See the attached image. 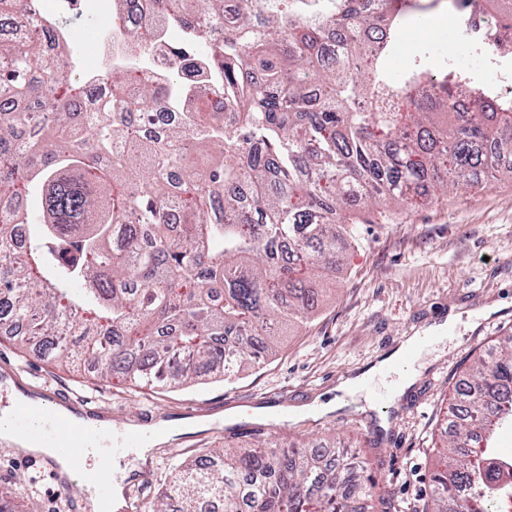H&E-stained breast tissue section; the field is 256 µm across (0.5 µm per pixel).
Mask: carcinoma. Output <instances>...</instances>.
Masks as SVG:
<instances>
[{
  "mask_svg": "<svg viewBox=\"0 0 512 512\" xmlns=\"http://www.w3.org/2000/svg\"><path fill=\"white\" fill-rule=\"evenodd\" d=\"M512 0H482L496 24ZM397 0H158L152 24L180 28L179 63L140 77L148 29L94 85L55 71L47 43L0 41V330L53 361L162 387L229 378L275 355L336 277L351 224L415 198L512 176V96L414 59L392 79ZM0 22L20 26L19 0ZM487 57L507 39L476 34ZM130 85L123 112H90L98 85ZM460 98L470 112L454 111ZM59 112H48L46 101ZM184 104V112H166ZM422 512H502L512 458L488 442L512 425V335L454 387ZM147 512H396L331 455L257 440L179 462Z\"/></svg>",
  "mask_w": 512,
  "mask_h": 512,
  "instance_id": "obj_1",
  "label": "carcinoma"
}]
</instances>
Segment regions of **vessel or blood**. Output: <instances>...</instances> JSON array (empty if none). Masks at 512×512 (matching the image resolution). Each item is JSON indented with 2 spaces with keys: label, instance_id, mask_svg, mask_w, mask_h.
<instances>
[{
  "label": "vessel or blood",
  "instance_id": "1",
  "mask_svg": "<svg viewBox=\"0 0 512 512\" xmlns=\"http://www.w3.org/2000/svg\"><path fill=\"white\" fill-rule=\"evenodd\" d=\"M39 406H31L22 400H15L7 420L13 430L20 434L35 435L49 447L55 448L56 456L43 454L21 455V463L34 470L58 477L57 456L70 458L78 466L77 477L87 485L96 488L101 498H108L112 484L113 459L129 448L141 447L149 432L140 428H124L111 432L88 425L87 420L99 416L102 409L92 399L70 391H45L41 394ZM64 405L80 411L81 420L74 421L60 417L57 406ZM101 445L95 464H84L83 458L93 445Z\"/></svg>",
  "mask_w": 512,
  "mask_h": 512
}]
</instances>
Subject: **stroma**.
<instances>
[{"label": "stroma", "mask_w": 512, "mask_h": 512, "mask_svg": "<svg viewBox=\"0 0 512 512\" xmlns=\"http://www.w3.org/2000/svg\"><path fill=\"white\" fill-rule=\"evenodd\" d=\"M400 35L430 66L450 53L457 23L440 0H419ZM357 240L348 242L335 283L322 293L309 323L285 332L276 356L245 367L228 381L175 389L137 387L116 375L99 380L90 369L54 364L0 342V372L10 370L17 388L73 391L97 401L112 423L125 427L137 410L153 419H204L156 448L151 476L138 492L151 502L178 456H199L224 443L248 444L262 431L289 446L343 436L344 456L361 476L390 490L401 512H417L430 491L436 450L446 427L444 407L472 358L512 335V178H488L476 192L450 195L384 218L366 210L356 216ZM458 313L445 337L415 358L421 371L395 402H388L401 370L372 374V367L400 347L404 337ZM368 374L363 389L339 395L342 378ZM284 407L287 419L265 416ZM17 512H67L63 489L19 464L0 448V491Z\"/></svg>", "instance_id": "35a3bbf8"}]
</instances>
